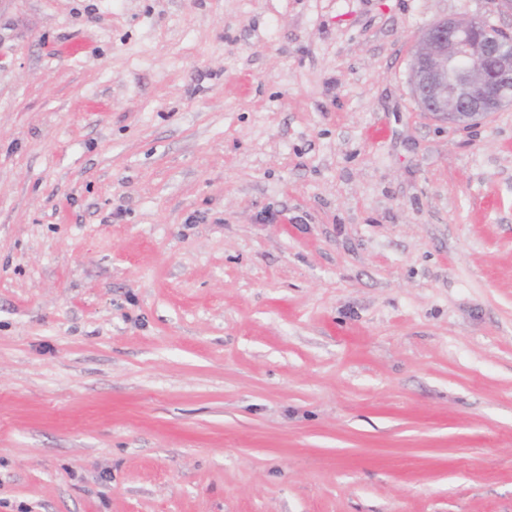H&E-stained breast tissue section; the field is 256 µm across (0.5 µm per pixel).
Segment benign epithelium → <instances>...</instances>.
Masks as SVG:
<instances>
[{"label": "benign epithelium", "mask_w": 512, "mask_h": 512, "mask_svg": "<svg viewBox=\"0 0 512 512\" xmlns=\"http://www.w3.org/2000/svg\"><path fill=\"white\" fill-rule=\"evenodd\" d=\"M410 83L432 116L474 125L512 104V38L481 17L433 21L418 37Z\"/></svg>", "instance_id": "1"}]
</instances>
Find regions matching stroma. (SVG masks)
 I'll use <instances>...</instances> for the list:
<instances>
[{
  "label": "stroma",
  "mask_w": 512,
  "mask_h": 512,
  "mask_svg": "<svg viewBox=\"0 0 512 512\" xmlns=\"http://www.w3.org/2000/svg\"><path fill=\"white\" fill-rule=\"evenodd\" d=\"M491 0H0V512H512ZM410 83L432 116L474 125L512 104V39L481 17L433 21L418 37Z\"/></svg>",
  "instance_id": "obj_1"
}]
</instances>
